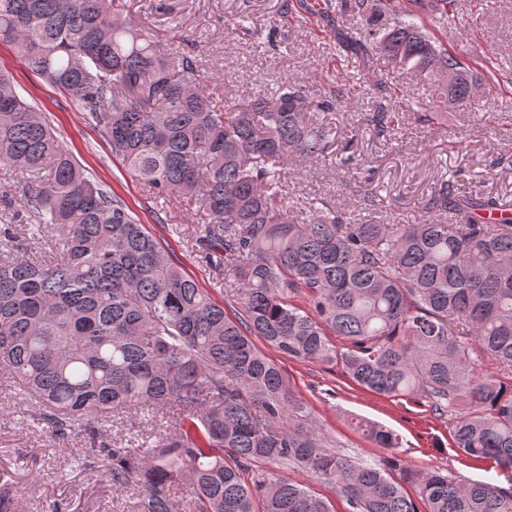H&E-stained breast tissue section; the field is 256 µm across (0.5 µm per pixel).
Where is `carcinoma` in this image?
Listing matches in <instances>:
<instances>
[{"label": "carcinoma", "instance_id": "1", "mask_svg": "<svg viewBox=\"0 0 512 512\" xmlns=\"http://www.w3.org/2000/svg\"><path fill=\"white\" fill-rule=\"evenodd\" d=\"M363 14L367 0L320 8ZM359 49L415 75L443 73L448 104L474 93L471 69L435 45L419 16L391 9ZM0 41L65 92L95 123L131 177L176 209L201 214L206 262L233 269L232 312L186 275L175 253L88 174L40 110L0 72V167L25 178L31 236L0 216V373L21 385L54 435L143 411L173 433L131 453L112 448L115 489H141L139 512H175L191 486V512H331L276 463L313 474L349 512H512V485L434 469L419 501L391 476L398 435L358 426L389 452L354 460L329 444L263 339L296 360L341 366L358 386L426 400L453 414L456 448L512 470V223L481 224L492 199L462 196L439 177L417 224H376L325 198L287 205L285 167L318 163L329 130L321 113L351 104L343 89L312 99L299 90L243 105L212 102L194 52L167 50L109 0H0ZM400 93L380 125L400 120ZM54 230L53 260L36 256ZM304 292L308 306L292 296ZM342 336L340 349L329 340ZM497 364L478 369V353ZM254 471L248 481L245 474ZM21 494L0 485V512Z\"/></svg>", "mask_w": 512, "mask_h": 512}]
</instances>
